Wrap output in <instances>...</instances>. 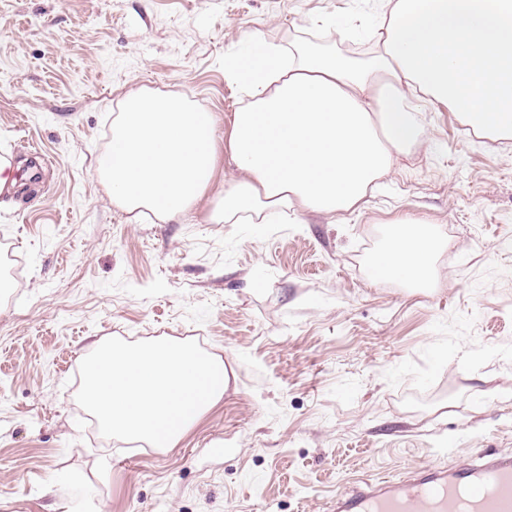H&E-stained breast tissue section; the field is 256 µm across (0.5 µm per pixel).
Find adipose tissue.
I'll return each mask as SVG.
<instances>
[{
    "label": "adipose tissue",
    "instance_id": "adipose-tissue-1",
    "mask_svg": "<svg viewBox=\"0 0 512 512\" xmlns=\"http://www.w3.org/2000/svg\"><path fill=\"white\" fill-rule=\"evenodd\" d=\"M368 64L259 34L225 59L249 103L228 149L224 217L272 223L285 207L333 219L360 206L396 151L417 144L423 105H443L480 136L512 138V0H394ZM438 247L427 221H404L380 251L379 275L426 280Z\"/></svg>",
    "mask_w": 512,
    "mask_h": 512
}]
</instances>
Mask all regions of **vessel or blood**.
Listing matches in <instances>:
<instances>
[{
  "label": "vessel or blood",
  "mask_w": 512,
  "mask_h": 512,
  "mask_svg": "<svg viewBox=\"0 0 512 512\" xmlns=\"http://www.w3.org/2000/svg\"><path fill=\"white\" fill-rule=\"evenodd\" d=\"M329 512H512V458L484 452L465 464H429L337 493Z\"/></svg>",
  "instance_id": "1"
}]
</instances>
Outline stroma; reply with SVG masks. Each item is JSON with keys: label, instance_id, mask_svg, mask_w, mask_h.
Segmentation results:
<instances>
[{"label": "stroma", "instance_id": "stroma-1", "mask_svg": "<svg viewBox=\"0 0 512 512\" xmlns=\"http://www.w3.org/2000/svg\"><path fill=\"white\" fill-rule=\"evenodd\" d=\"M384 0H0V512H325L358 481L512 455V139L425 108L420 144L345 220H221L253 32L366 63ZM213 113L218 160L172 220L112 201L124 98ZM444 245L417 288L371 268L398 221ZM198 340L232 373L175 448L102 436L76 401L95 343ZM456 447H449V437Z\"/></svg>", "mask_w": 512, "mask_h": 512}]
</instances>
